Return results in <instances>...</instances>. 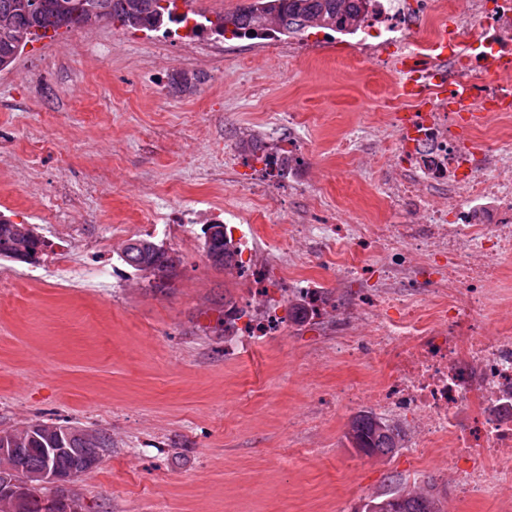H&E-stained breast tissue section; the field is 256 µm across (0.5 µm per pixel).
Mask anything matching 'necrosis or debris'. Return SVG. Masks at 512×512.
I'll use <instances>...</instances> for the list:
<instances>
[{"instance_id":"obj_1","label":"necrosis or debris","mask_w":512,"mask_h":512,"mask_svg":"<svg viewBox=\"0 0 512 512\" xmlns=\"http://www.w3.org/2000/svg\"><path fill=\"white\" fill-rule=\"evenodd\" d=\"M357 55L399 71L415 94L389 98L406 125H382L362 147L383 153L391 208L413 224H289L239 273L251 286L245 336H277L270 269L297 265V239L335 244L338 281L353 302L329 307L314 280L313 315L336 313L337 358L384 363L374 390L352 383L336 399L368 401L402 423L420 462L449 447L461 502L512 480V329L489 331L485 311L512 298L502 261L512 255V0H376ZM367 249L380 264L358 257ZM369 333H362V323ZM466 468H456L459 460Z\"/></svg>"}]
</instances>
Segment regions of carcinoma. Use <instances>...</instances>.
<instances>
[{
  "label": "carcinoma",
  "mask_w": 512,
  "mask_h": 512,
  "mask_svg": "<svg viewBox=\"0 0 512 512\" xmlns=\"http://www.w3.org/2000/svg\"><path fill=\"white\" fill-rule=\"evenodd\" d=\"M371 0H252L236 11L206 22H195L191 33L205 28L223 39L231 36L269 37L328 29L344 35L357 32ZM190 13L180 12L177 0H0V70L13 65L18 55L38 32L64 28L77 30L98 20L117 21L126 28L157 32L170 24L183 25ZM198 77L186 72L171 76L169 85L177 93L194 90ZM208 242L212 266L224 270L239 266V247L221 223L202 228ZM154 241L136 238L127 243L124 264L160 290L178 276L180 261L165 248H153ZM48 243L28 224L0 219V259L31 264L38 260ZM345 438L359 454L387 456L401 447L398 428L371 411H360L350 418ZM0 474L20 480L38 471H58L61 480L54 486L30 482L26 493L15 501L0 493V512H68L80 499L69 489L76 478L91 471L87 462L101 460L112 448V437L104 431H87L59 422L42 421L21 428L0 430ZM53 448H63L57 456ZM433 480L420 491L399 486L370 499L362 512H445L436 495Z\"/></svg>",
  "instance_id": "obj_1"
}]
</instances>
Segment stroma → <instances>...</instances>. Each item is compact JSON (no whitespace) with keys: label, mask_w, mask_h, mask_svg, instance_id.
<instances>
[{"label":"stroma","mask_w":512,"mask_h":512,"mask_svg":"<svg viewBox=\"0 0 512 512\" xmlns=\"http://www.w3.org/2000/svg\"><path fill=\"white\" fill-rule=\"evenodd\" d=\"M355 36L224 40L162 34L107 20L94 36L51 32L0 71V216L49 245L32 264L0 261V429L67 420L112 437L74 488L83 512H358L368 499L433 478L446 512H498L512 481L461 503L448 457L368 458L344 434L354 406L337 387H373L382 364L336 360L319 322L286 321L249 338L224 325V299L249 294L215 269L203 225L228 210L255 223L376 224L385 215L380 157L336 154L386 113L390 76L357 67ZM197 74L189 94L168 88ZM303 145L291 175L272 177L267 148ZM181 219L156 226L157 213ZM151 236L181 259L157 290L119 258ZM289 277L311 276L344 301L336 259L315 240ZM68 260L112 268L109 281L49 276Z\"/></svg>","instance_id":"stroma-1"}]
</instances>
